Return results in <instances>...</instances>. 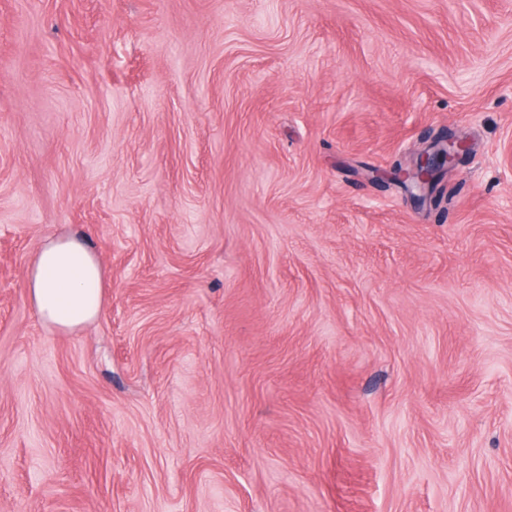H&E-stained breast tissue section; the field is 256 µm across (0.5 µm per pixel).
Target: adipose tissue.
Instances as JSON below:
<instances>
[{
	"instance_id": "1",
	"label": "adipose tissue",
	"mask_w": 512,
	"mask_h": 512,
	"mask_svg": "<svg viewBox=\"0 0 512 512\" xmlns=\"http://www.w3.org/2000/svg\"><path fill=\"white\" fill-rule=\"evenodd\" d=\"M25 287L46 326L72 332L100 313L102 267L81 237L51 236L45 238L30 264Z\"/></svg>"
}]
</instances>
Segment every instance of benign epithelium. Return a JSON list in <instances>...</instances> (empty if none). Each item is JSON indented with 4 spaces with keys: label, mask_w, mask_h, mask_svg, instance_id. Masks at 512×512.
Masks as SVG:
<instances>
[{
    "label": "benign epithelium",
    "mask_w": 512,
    "mask_h": 512,
    "mask_svg": "<svg viewBox=\"0 0 512 512\" xmlns=\"http://www.w3.org/2000/svg\"><path fill=\"white\" fill-rule=\"evenodd\" d=\"M468 154L464 140L449 136L419 154L411 166L394 168L392 179L418 191V197L425 201L432 197L439 175L462 163Z\"/></svg>",
    "instance_id": "7a95c632"
}]
</instances>
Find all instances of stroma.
<instances>
[{
	"label": "stroma",
	"instance_id": "35a3bbf8",
	"mask_svg": "<svg viewBox=\"0 0 512 512\" xmlns=\"http://www.w3.org/2000/svg\"><path fill=\"white\" fill-rule=\"evenodd\" d=\"M0 512H512V0H0ZM468 154L469 148L463 139L448 136L419 154L411 166L395 167L392 179L408 189L417 190L419 199L431 200L439 175L462 163ZM25 287L46 326L72 332L100 313L102 267L78 235L47 237L28 268Z\"/></svg>",
	"mask_w": 512,
	"mask_h": 512
}]
</instances>
